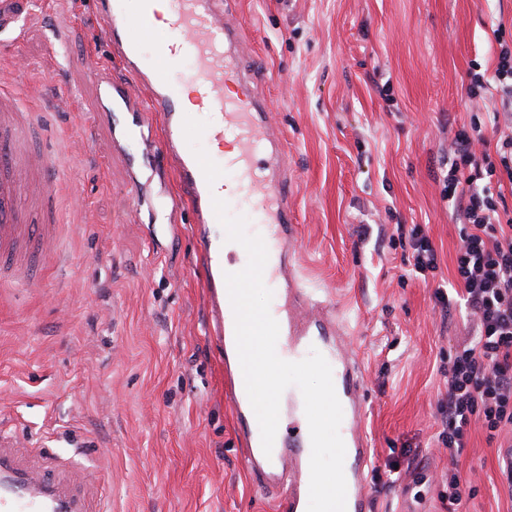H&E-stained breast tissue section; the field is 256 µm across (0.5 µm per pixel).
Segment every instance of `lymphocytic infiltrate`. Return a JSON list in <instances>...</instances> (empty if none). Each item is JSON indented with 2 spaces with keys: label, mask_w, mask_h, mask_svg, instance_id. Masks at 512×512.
Listing matches in <instances>:
<instances>
[{
  "label": "lymphocytic infiltrate",
  "mask_w": 512,
  "mask_h": 512,
  "mask_svg": "<svg viewBox=\"0 0 512 512\" xmlns=\"http://www.w3.org/2000/svg\"><path fill=\"white\" fill-rule=\"evenodd\" d=\"M500 97L512 124V44L500 42L492 80L471 77L470 97L489 91ZM481 126L460 128L452 143L441 195L457 211L456 297L434 294L437 304L459 301L474 318L475 332L448 356V400L440 407L438 435L450 457H458L473 427L487 440L512 432V213L502 210L492 179L512 180V134L500 136L495 152L484 149Z\"/></svg>",
  "instance_id": "1"
}]
</instances>
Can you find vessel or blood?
I'll return each mask as SVG.
<instances>
[{"label": "vessel or blood", "instance_id": "obj_1", "mask_svg": "<svg viewBox=\"0 0 512 512\" xmlns=\"http://www.w3.org/2000/svg\"><path fill=\"white\" fill-rule=\"evenodd\" d=\"M154 0H143L138 16H129L120 0H99L103 37L109 48L125 59L131 83L117 84L104 69L89 67L98 86L102 111L118 117L131 115L124 132L141 128L134 115L133 88L145 96V109L163 117L160 151L168 158L186 189L199 226L198 245L204 257L209 341L224 358V377L238 421L237 435L246 447L248 471L264 492L272 493L277 512H305L309 501L311 443L304 401L299 389L283 392L280 416L287 434L277 435L271 454H264L258 422L249 402L235 342V320L224 275L230 267L224 247L225 232L212 200L224 198L229 210L247 206L262 226L268 251L263 277L283 287L270 313L279 324L277 353L299 361L318 350L332 368L336 394L343 409L340 435L346 455V512H372V492L366 469L371 444L366 433L363 364L348 347V333L334 304L307 288L297 267L296 217L288 192L286 151L280 145L267 112L251 87L256 65L246 54L240 22L229 19L222 0H168L166 19H159ZM38 0H0V42L18 43L36 16ZM153 40L156 51L143 58L141 47ZM193 65L186 82L203 91V105L216 122L197 128L183 105L181 87L168 73L183 56ZM33 120L22 92L0 93V281L37 287L30 275L33 256L54 257L57 236L53 225L32 224V209L53 208L57 189L47 178L59 170L58 155L32 150ZM233 138L234 156L216 162L189 151L195 137ZM234 177L236 193L224 191ZM11 438L0 434V512H84L83 507L55 486L51 477L19 467L7 455Z\"/></svg>", "mask_w": 512, "mask_h": 512}]
</instances>
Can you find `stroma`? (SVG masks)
Returning a JSON list of instances; mask_svg holds the SVG:
<instances>
[{"label":"stroma","instance_id":"stroma-1","mask_svg":"<svg viewBox=\"0 0 512 512\" xmlns=\"http://www.w3.org/2000/svg\"><path fill=\"white\" fill-rule=\"evenodd\" d=\"M232 10L288 154L302 276L337 304L364 354L374 512H448L440 493L452 468L476 489L457 512H512L502 455L512 439L471 430L455 461L438 442L443 370L471 325L433 298L459 246L439 177L459 127L475 122L498 139L500 99L470 98L469 73L493 77L500 41H512V0H237ZM61 27L67 65L49 48ZM16 53L28 64L33 146L66 165L52 177L60 197L49 217L60 261L34 258L40 289L0 283V432L88 512H275L243 465L224 368L204 334L192 213L149 223L181 189L133 164L135 141L117 140L96 109L85 63L128 78L96 0H54L18 45H0L7 86ZM73 89L79 103L62 105ZM399 224L426 226L436 279H404ZM34 436L50 454L29 448Z\"/></svg>","mask_w":512,"mask_h":512}]
</instances>
